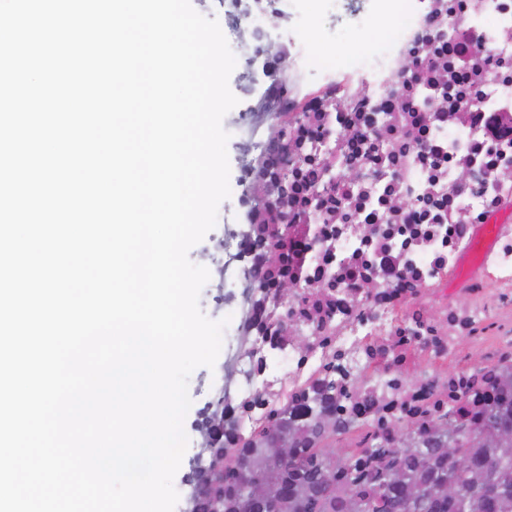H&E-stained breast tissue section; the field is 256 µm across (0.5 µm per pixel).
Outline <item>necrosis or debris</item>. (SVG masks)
<instances>
[{"mask_svg":"<svg viewBox=\"0 0 512 512\" xmlns=\"http://www.w3.org/2000/svg\"><path fill=\"white\" fill-rule=\"evenodd\" d=\"M221 3L263 73L237 201L289 227L241 230L215 261L217 284L241 280L216 390L246 437L333 388L366 470L363 434L435 430L512 372V0H373L378 42L350 56L313 54L301 0ZM261 103L287 112L286 137Z\"/></svg>","mask_w":512,"mask_h":512,"instance_id":"4bbe7bcc","label":"necrosis or debris"}]
</instances>
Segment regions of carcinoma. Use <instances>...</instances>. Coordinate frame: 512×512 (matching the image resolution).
<instances>
[{
	"instance_id": "cac0c4a2",
	"label": "carcinoma",
	"mask_w": 512,
	"mask_h": 512,
	"mask_svg": "<svg viewBox=\"0 0 512 512\" xmlns=\"http://www.w3.org/2000/svg\"><path fill=\"white\" fill-rule=\"evenodd\" d=\"M482 410L448 434L405 429L388 445L368 442L364 454L378 462L361 476L339 435L350 430L319 400L304 408L300 422L286 413L279 427L262 426L246 439L224 424V483L204 492L197 512H454L448 487L467 512H512V373L481 392ZM295 444L283 458L272 447L277 436ZM454 448L453 455L441 452Z\"/></svg>"
}]
</instances>
